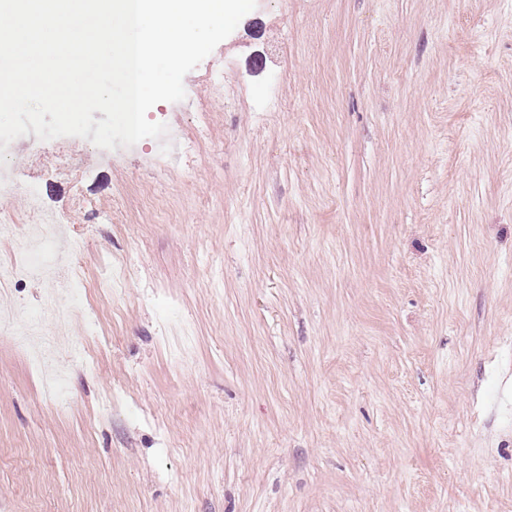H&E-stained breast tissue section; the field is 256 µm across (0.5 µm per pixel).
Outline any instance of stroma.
<instances>
[{"label": "stroma", "instance_id": "obj_1", "mask_svg": "<svg viewBox=\"0 0 512 512\" xmlns=\"http://www.w3.org/2000/svg\"><path fill=\"white\" fill-rule=\"evenodd\" d=\"M227 42L244 91L157 205L146 147L29 171L127 280L79 298L67 412L0 334V512H512V0H256ZM43 155L51 160L57 174L62 178H76L83 172V167L74 155L64 149L61 151L60 146L52 152H43Z\"/></svg>", "mask_w": 512, "mask_h": 512}]
</instances>
